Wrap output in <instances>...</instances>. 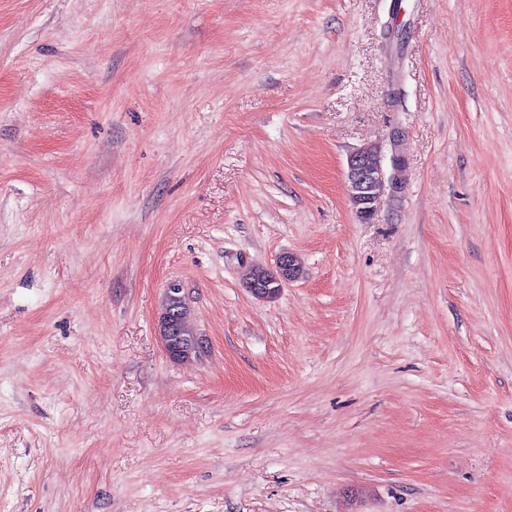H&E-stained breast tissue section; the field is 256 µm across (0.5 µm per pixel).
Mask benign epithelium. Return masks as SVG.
Segmentation results:
<instances>
[{"mask_svg": "<svg viewBox=\"0 0 512 512\" xmlns=\"http://www.w3.org/2000/svg\"><path fill=\"white\" fill-rule=\"evenodd\" d=\"M385 154L380 144H369L354 149L347 157L345 187L350 201L361 221L370 222L385 196H392L400 188L395 175L387 174ZM160 340L166 354L175 358L181 347L174 328V318L162 321Z\"/></svg>", "mask_w": 512, "mask_h": 512, "instance_id": "obj_1", "label": "benign epithelium"}]
</instances>
